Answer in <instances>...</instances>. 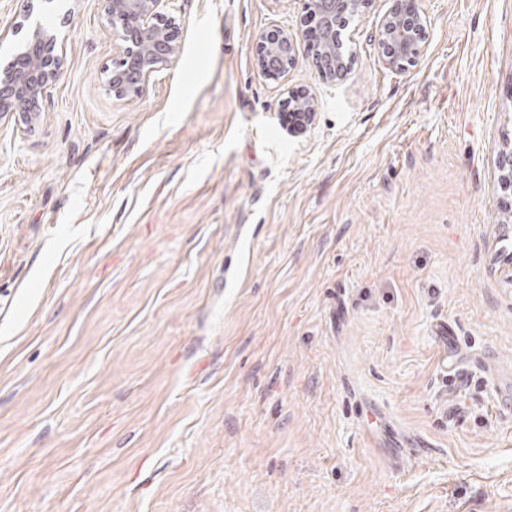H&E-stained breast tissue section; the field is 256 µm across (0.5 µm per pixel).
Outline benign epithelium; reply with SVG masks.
<instances>
[{"label":"benign epithelium","instance_id":"benign-epithelium-1","mask_svg":"<svg viewBox=\"0 0 512 512\" xmlns=\"http://www.w3.org/2000/svg\"><path fill=\"white\" fill-rule=\"evenodd\" d=\"M26 17L33 18L20 51L0 63V121L16 114L29 125L42 119L41 103L66 71L67 43L62 28L71 25L79 0H69L57 27H47L36 16L52 9L57 0H24ZM170 0H105L106 27L118 50L113 66L104 73V89L119 99H138L151 77L175 60L180 44L175 22L162 13ZM369 0H304L306 15L317 19L321 36L312 51L318 78L333 83L352 71L354 54L342 38L349 20L364 12ZM427 20L415 0H393L378 30L377 46L392 71L406 73L427 49ZM299 33L275 27L255 42V69L270 79L284 77L296 65ZM288 103L303 110L299 127H307L318 109L317 96L291 91ZM500 191L512 198V148L499 152Z\"/></svg>","mask_w":512,"mask_h":512}]
</instances>
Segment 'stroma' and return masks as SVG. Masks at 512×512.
<instances>
[{
    "label": "stroma",
    "mask_w": 512,
    "mask_h": 512,
    "mask_svg": "<svg viewBox=\"0 0 512 512\" xmlns=\"http://www.w3.org/2000/svg\"><path fill=\"white\" fill-rule=\"evenodd\" d=\"M417 3L416 67L371 0L325 83L305 40L253 65L302 0H175L126 101L82 0L41 122L0 123V512H512V0ZM26 29L0 0V61ZM392 2L378 30L377 46L387 68L406 73L426 54L427 20L414 0ZM299 33L280 27L261 33L255 42V69L270 79L284 77L296 65ZM288 103L296 107L287 105L284 109L288 112L287 121H292V112H302L304 118L300 122L298 128L305 129L312 121L318 109V99L316 94L301 91H289ZM299 108V109H298ZM301 109V110H300ZM305 112H303V111ZM497 167L500 172L499 188L500 191L512 198V148L499 152L497 159Z\"/></svg>",
    "instance_id": "35a3bbf8"
}]
</instances>
